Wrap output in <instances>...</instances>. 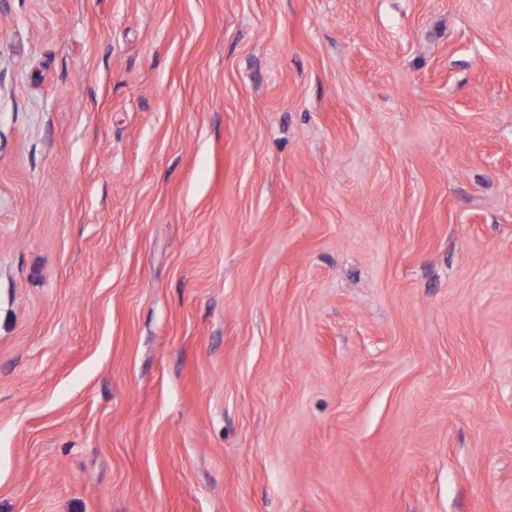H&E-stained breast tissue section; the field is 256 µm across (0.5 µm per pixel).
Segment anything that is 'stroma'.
Returning <instances> with one entry per match:
<instances>
[{"label": "stroma", "mask_w": 512, "mask_h": 512, "mask_svg": "<svg viewBox=\"0 0 512 512\" xmlns=\"http://www.w3.org/2000/svg\"><path fill=\"white\" fill-rule=\"evenodd\" d=\"M0 512H512V0H0Z\"/></svg>", "instance_id": "35a3bbf8"}]
</instances>
